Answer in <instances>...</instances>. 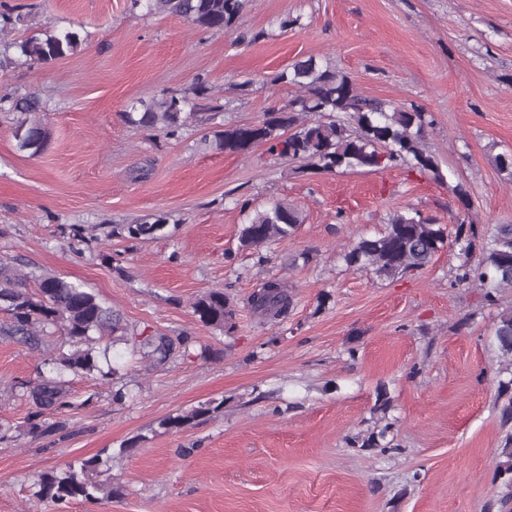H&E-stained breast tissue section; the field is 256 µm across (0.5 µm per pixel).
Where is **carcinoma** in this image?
Wrapping results in <instances>:
<instances>
[{"mask_svg": "<svg viewBox=\"0 0 512 512\" xmlns=\"http://www.w3.org/2000/svg\"><path fill=\"white\" fill-rule=\"evenodd\" d=\"M133 7L143 6L156 16H178L203 31L232 26L242 9L240 0H131ZM28 61L46 64L74 53L80 46L77 33L53 30L12 43ZM275 82L295 87L287 103L268 107L254 123L222 126L204 139L228 153H244L254 146L293 160L305 161L311 168L336 174L385 167H406L421 174L443 179L439 161L424 144L427 128L433 120L424 108L408 107L392 101L372 98L359 92L345 73L330 63L315 58L298 60L277 75ZM42 107L36 96L13 99L0 97V112L18 111L14 136L17 147L35 156L47 144L50 133L39 121L27 118ZM212 87L197 79L192 88L160 99L133 101L123 112L126 123L162 129L175 136L202 112H219ZM455 196L463 210L455 214L456 240L464 241L463 262L456 268L458 285L486 289L485 299L492 302L495 293L512 288V224H493L480 233L470 220L471 200L466 185H456ZM303 223L302 212L293 204L277 200L262 210H254L240 236V247L260 249L293 236ZM167 218L136 224H117L111 235L129 240H151L163 235ZM481 251L477 261L470 259L474 242ZM448 246L447 225L424 217L415 209L389 216L384 228L373 237H360L343 255L349 268L366 270L380 279L391 278L428 266L435 255ZM67 247L80 255L89 247V239L79 225L70 227ZM293 299L292 291L278 280L267 282L253 296L255 310L278 316ZM193 314L206 325L224 329L236 316L233 301L224 289H213L192 303ZM0 336H18L36 344L43 336H59L60 345L49 359V374H40L32 382L18 385L20 397L30 405L25 425L32 438L49 439L61 434L65 422L58 416L73 407L71 378L100 380L110 386L112 403L122 404L127 397L122 367L112 361L116 344L133 343V352H144L152 362L161 364L176 354L188 352L194 340L184 335L173 341L166 336L138 341L131 336L122 315L101 302L81 283L62 277L30 271L21 272L14 264L0 259ZM493 336L502 357L512 371V308L496 316ZM499 419L502 426L512 425V379L499 382ZM224 408V401L213 400L170 414L159 421L167 431L191 428ZM393 427L387 422L378 431L362 439L363 448L390 447L386 437ZM503 460L496 476L506 478V492L500 499L501 512H512V446H504ZM112 457L96 455L75 459L61 469L40 475L35 496L56 505L73 502L97 503L121 496L122 487L112 481Z\"/></svg>", "mask_w": 512, "mask_h": 512, "instance_id": "cac0c4a2", "label": "carcinoma"}]
</instances>
